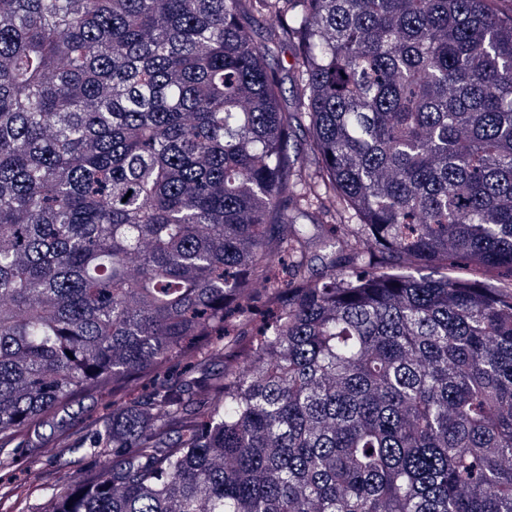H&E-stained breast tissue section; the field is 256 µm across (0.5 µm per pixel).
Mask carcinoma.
<instances>
[{
  "instance_id": "obj_1",
  "label": "carcinoma",
  "mask_w": 512,
  "mask_h": 512,
  "mask_svg": "<svg viewBox=\"0 0 512 512\" xmlns=\"http://www.w3.org/2000/svg\"><path fill=\"white\" fill-rule=\"evenodd\" d=\"M492 2L0 0V443L158 378L45 512H512V291L423 273L512 278ZM293 48L288 43L282 45L279 49L276 61L280 70V76L283 82V96L282 106L285 112H295L294 109V81L293 74L290 71V64L292 63Z\"/></svg>"
}]
</instances>
